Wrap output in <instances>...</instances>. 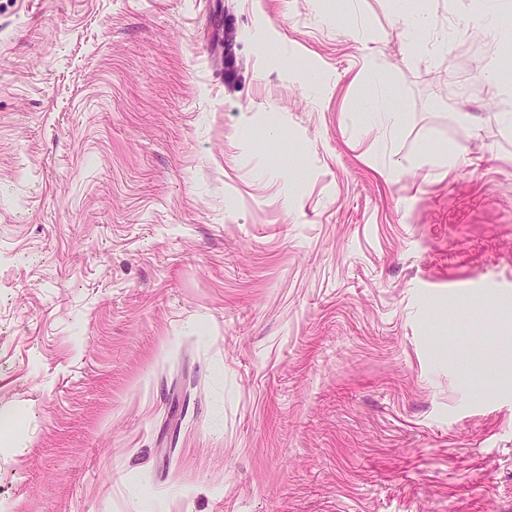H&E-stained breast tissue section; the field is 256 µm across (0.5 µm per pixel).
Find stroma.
Instances as JSON below:
<instances>
[{
    "instance_id": "35a3bbf8",
    "label": "stroma",
    "mask_w": 512,
    "mask_h": 512,
    "mask_svg": "<svg viewBox=\"0 0 512 512\" xmlns=\"http://www.w3.org/2000/svg\"><path fill=\"white\" fill-rule=\"evenodd\" d=\"M477 8L0 0V512H512ZM362 112L369 123L376 124L385 132L395 131L403 120L401 112H396L383 101L364 107Z\"/></svg>"
}]
</instances>
